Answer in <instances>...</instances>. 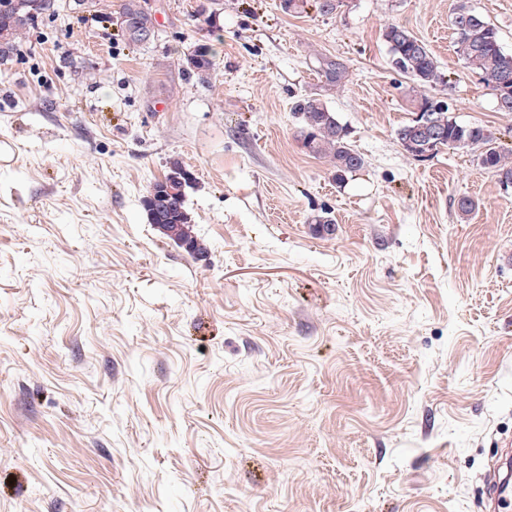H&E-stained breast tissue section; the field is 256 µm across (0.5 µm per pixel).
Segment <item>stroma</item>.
<instances>
[{
	"mask_svg": "<svg viewBox=\"0 0 512 512\" xmlns=\"http://www.w3.org/2000/svg\"><path fill=\"white\" fill-rule=\"evenodd\" d=\"M66 2L0 65V512H483L512 437V194L476 151L402 149L421 90L382 38L427 45L457 121L512 128L455 52L457 0H149L143 46L122 0ZM300 95L362 155L344 183ZM175 161L201 261L142 206ZM134 2H135V0H125L121 4L119 17L121 19L122 31L130 42H132L134 44H145V43H148V42L154 40V38L158 35V28L156 27L155 18H154V22L151 19L144 18L141 20L142 27H144V25L146 23H149L150 25H152L153 30H152L150 39L144 40L142 38H134L128 33L127 26L129 24V17L133 13ZM344 0H282L281 9L288 13H302L305 6L310 5L321 15L338 13L344 6ZM288 3V6L284 4ZM190 68L200 77L204 78L216 66L215 55L212 48L207 44L195 46L192 54L188 58ZM293 109L301 122L303 148L314 156L329 158L336 181H344L348 173L362 167V156L351 148L346 129L322 99L298 97Z\"/></svg>",
	"mask_w": 512,
	"mask_h": 512,
	"instance_id": "35a3bbf8",
	"label": "stroma"
}]
</instances>
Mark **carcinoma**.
I'll list each match as a JSON object with an SVG mask.
<instances>
[{"mask_svg": "<svg viewBox=\"0 0 512 512\" xmlns=\"http://www.w3.org/2000/svg\"><path fill=\"white\" fill-rule=\"evenodd\" d=\"M50 2L39 0L38 6L30 11L18 7V0H0V28L8 31L7 41L0 43V65L12 60L27 29L39 15L50 9ZM134 2L123 0L121 4L119 17L122 31L130 42L144 44L146 40L128 35ZM307 5L314 7L321 15H332L341 10L344 0H282L281 9L286 13H301ZM452 26L457 55L470 71L480 76L494 98H499L504 81L512 83V53L502 49L498 29L471 9L467 0H458ZM383 37L388 46L391 66L399 75L422 89L435 91L448 84L426 44L408 30L390 24L384 28ZM188 64L199 77H205L216 66L212 48L207 44L196 45ZM427 104L442 132L436 150L478 148L482 168L494 171L501 182L512 181V161L506 160L495 146V133L489 127L457 121L448 115L447 104L428 96L421 97L417 109ZM294 112L301 122L299 139L303 148L314 156L329 159L336 180L341 182L347 174L362 167V156L351 148L346 129L322 99L301 96L294 102ZM183 169L180 163H172L163 180L150 185L142 205L144 210L157 213L151 223L168 239L189 245L195 253H203L206 246L193 232V217L187 207L186 194L180 191L181 182L177 180Z\"/></svg>", "mask_w": 512, "mask_h": 512, "instance_id": "carcinoma-1", "label": "carcinoma"}]
</instances>
